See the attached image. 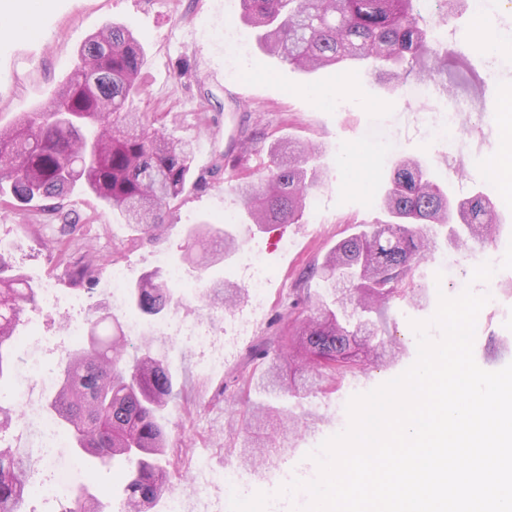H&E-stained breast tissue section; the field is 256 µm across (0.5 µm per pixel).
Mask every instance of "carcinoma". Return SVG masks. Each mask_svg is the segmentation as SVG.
<instances>
[{"label": "carcinoma", "mask_w": 512, "mask_h": 512, "mask_svg": "<svg viewBox=\"0 0 512 512\" xmlns=\"http://www.w3.org/2000/svg\"><path fill=\"white\" fill-rule=\"evenodd\" d=\"M420 0H240L241 19L260 29L262 49L298 69L329 66L378 71L399 81L429 55V77L448 72V55L430 47L427 30L414 5ZM143 52L132 31L112 24L89 37L64 87L42 108L22 112L0 128V201L26 212L36 200L50 214L71 223L60 200L76 189L95 195L152 241L163 240L170 204L203 177L192 179L193 151L153 128L146 112H129L128 98L140 93ZM319 150L291 141L275 145L276 161L257 180L238 179L231 189L254 223L296 224L303 217L313 188L322 180L316 164ZM381 208L392 220L353 234L336 245L319 274L327 300L303 316L288 336L305 360L316 362L320 390L361 372L349 357L357 350L376 353L387 347L380 318L395 299H424L408 287L415 265L432 255V226L456 224L455 237L490 243L496 230L491 200L478 192L453 202L434 183L420 162L400 158ZM236 248L233 233L207 222L187 231L184 261L198 269L192 250L207 240ZM93 262L82 256L69 262V282L93 291ZM243 288L214 283L212 300L225 306ZM40 289L19 272L5 273L0 254V388L12 366L17 328ZM172 302L170 286L155 273L144 276L126 294V306L142 314H162ZM112 318L106 312L90 321L87 341L61 354V381L49 404L71 447L107 464L118 456L129 464L124 484V512H147L169 494L168 440L160 411L174 397L167 361L142 338L127 359L126 337L101 335ZM246 389L267 398L307 397L312 389H292L282 381L277 362L245 378ZM23 419L20 408L0 401V433ZM300 416L270 403L254 407L243 419L241 461L265 474L288 431ZM29 464L17 461L13 448L0 445V512H21L31 497ZM65 512H102L98 499L82 487L71 493Z\"/></svg>", "instance_id": "carcinoma-1"}]
</instances>
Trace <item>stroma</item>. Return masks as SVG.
Instances as JSON below:
<instances>
[{"instance_id":"stroma-1","label":"stroma","mask_w":512,"mask_h":512,"mask_svg":"<svg viewBox=\"0 0 512 512\" xmlns=\"http://www.w3.org/2000/svg\"><path fill=\"white\" fill-rule=\"evenodd\" d=\"M25 6L26 0H0V124L39 109L66 82L87 38L106 25L124 24L139 36L144 51L143 92L128 99L127 110L151 113L166 136L191 142L193 171L204 176L206 185L172 203L165 237L158 244L139 239L119 214L81 192L64 201L76 221L69 233L51 216L0 204V254L36 287L52 285L57 296L53 307L41 305L27 312L18 328L23 341L15 346V359L36 357L55 366L61 348L73 344L69 324L85 323L90 309L108 301L112 266L124 267L132 285L156 270V249H165L174 263H182L190 225L206 221L230 227L240 245L264 254L270 279L263 304H255L248 293L237 303L235 311L246 323L223 369L200 373L191 342L157 334L158 318H141L154 334L156 352L167 356L173 368L177 395L163 411L170 445L191 454L207 451L215 469L236 465V426L251 405L262 400L242 387L241 375L256 366L260 351H277L297 315L291 307L295 299L312 308L326 294L313 269L358 229L388 221L379 200L391 180L394 159L419 160L449 197L461 200L490 191L500 224L495 241L470 251L440 242L414 274L424 302L417 306L396 300L387 309L385 335L405 348L403 358L393 364L383 357L366 361L362 373L304 399L302 412L319 418L316 430L285 446L277 468L265 477L250 471L244 477L250 492L272 494L296 471L317 475L308 453L347 427L349 399L395 378L415 362L412 322L430 319L439 295L455 297L468 286L482 293L483 283L471 280L474 268L485 252L503 258L512 243V151L501 149L502 143H512V7L503 0L483 6L478 0H451L446 7L422 0L424 25L444 33L439 50L461 54L484 80L479 89L462 86L450 95L444 88L448 78L441 74L432 81L431 92L422 95L415 74L393 83L362 69L305 72L283 64L260 49L254 31L240 18L237 0H50L47 8L32 13L35 28L30 36L14 28ZM478 23L498 36L496 54L463 43L462 34ZM451 106L461 126L459 146L452 153L430 136L432 123ZM254 132L260 138L242 165L222 168L223 155L237 153L241 135ZM288 139L319 145L318 164L328 178L313 190L316 207L306 210L300 223L254 226L230 179L268 173L273 143ZM62 238L70 243L71 257L105 259L94 295L70 285L67 265L54 249ZM205 263V278L246 285L249 271L238 253L214 247L208 249ZM496 289V304L478 315L473 346L477 364L487 371L512 362V351L504 348L505 337L512 336V269L499 271ZM28 392L22 423L1 439L16 448L34 449L49 392L34 382ZM80 464L92 474L88 488L106 512H120L123 464L101 468L86 457Z\"/></svg>"}]
</instances>
